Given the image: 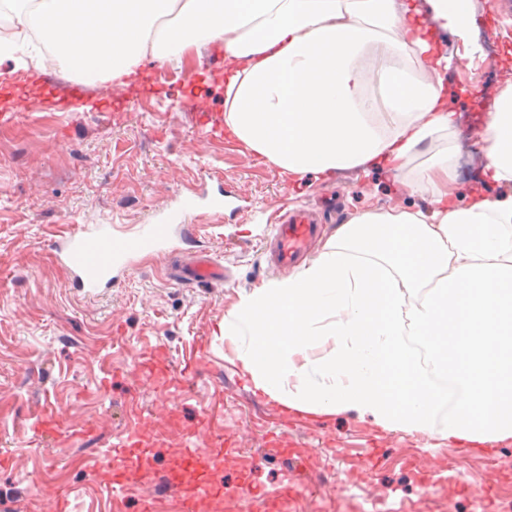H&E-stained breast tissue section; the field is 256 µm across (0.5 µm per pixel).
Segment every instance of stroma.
I'll list each match as a JSON object with an SVG mask.
<instances>
[{
	"instance_id": "stroma-1",
	"label": "stroma",
	"mask_w": 512,
	"mask_h": 512,
	"mask_svg": "<svg viewBox=\"0 0 512 512\" xmlns=\"http://www.w3.org/2000/svg\"><path fill=\"white\" fill-rule=\"evenodd\" d=\"M502 2L472 0V30L487 49L482 57H458L452 35L441 42L453 58L442 79L455 109L463 196L476 185L490 197L506 192L485 180V153L470 152L494 97L512 85V9ZM156 67L144 59L147 86L129 110L114 109L120 88L99 80L86 86V110L63 112L34 99L25 111L0 116V454L10 459L0 468V512H47L60 491L73 512H142L149 495L165 507L156 479L179 462L180 436L196 432L203 409L223 417L225 437L236 442V451L223 454L224 492L243 482L270 492L297 471L296 460L268 445L270 434L284 431L313 470L297 512H367L379 501L389 512L409 503L414 512H499L501 494L512 491V438L469 448L437 434L386 432L351 412L328 421L288 419L224 359L225 315L254 288L288 276L266 253L277 215L306 206L325 238L366 210L428 209L429 193H407L380 170H344L325 182L310 175L283 180L275 166L241 153L233 140L207 138L179 106L196 97L223 124L220 49L192 52L175 64L180 82H157ZM13 74L21 92L34 76L57 88L71 79L29 39L0 61V80ZM218 193L226 202L218 227L200 223L193 240L138 258L97 295L78 288L58 258V240L82 226L114 224L129 232L161 221L187 196L202 205ZM194 251L224 266L223 283L176 282ZM200 345L205 356L196 374L182 380L184 360ZM159 349L169 373L136 384L134 363ZM132 402L142 412L149 462L115 497L100 485L98 470ZM164 406L177 412L179 430L166 428ZM46 407L72 426L94 422L95 433L53 447L33 432ZM455 468L459 479H441Z\"/></svg>"
}]
</instances>
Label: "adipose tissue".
Masks as SVG:
<instances>
[{
	"label": "adipose tissue",
	"mask_w": 512,
	"mask_h": 512,
	"mask_svg": "<svg viewBox=\"0 0 512 512\" xmlns=\"http://www.w3.org/2000/svg\"><path fill=\"white\" fill-rule=\"evenodd\" d=\"M0 56L21 34L71 72L123 84L145 57L224 48V125L287 179L377 167L428 212L367 210L301 271L244 296L224 358L255 390L319 420L354 411L383 430L451 441L512 437V195L456 193L459 147L436 30L474 47L469 0H0ZM485 177L512 185V87L488 114ZM427 294L416 304L408 292ZM335 346L314 356L324 341Z\"/></svg>",
	"instance_id": "1"
}]
</instances>
